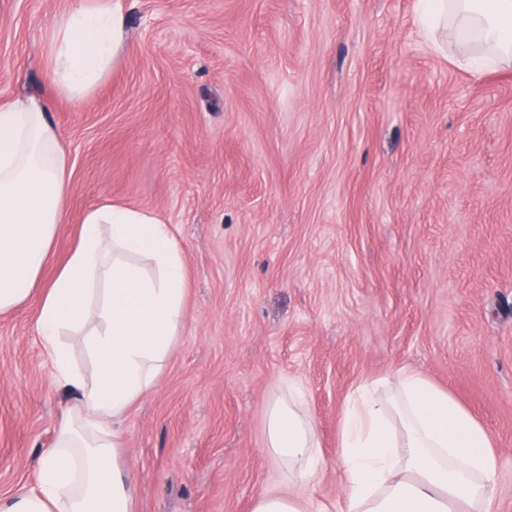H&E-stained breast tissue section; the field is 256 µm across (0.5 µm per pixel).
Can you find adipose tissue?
<instances>
[{
    "label": "adipose tissue",
    "instance_id": "obj_1",
    "mask_svg": "<svg viewBox=\"0 0 512 512\" xmlns=\"http://www.w3.org/2000/svg\"><path fill=\"white\" fill-rule=\"evenodd\" d=\"M419 21L464 46L472 71L512 68V0H419ZM126 38L112 0H81L51 28L45 72L80 100L109 75ZM70 190L68 155L48 109L30 97L0 105V314L41 291L36 331L53 377L72 398L38 488L0 496V512H133L136 478L118 450L120 424L156 383L185 316L187 259L172 225L144 208L104 203L83 215L49 285ZM87 332L86 377L61 338ZM301 386L266 413V448L296 486L312 487L321 453ZM346 496L340 512H494L498 457L486 427L423 375L402 370L357 386L339 429Z\"/></svg>",
    "mask_w": 512,
    "mask_h": 512
}]
</instances>
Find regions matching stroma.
I'll list each match as a JSON object with an SVG mask.
<instances>
[{
	"mask_svg": "<svg viewBox=\"0 0 512 512\" xmlns=\"http://www.w3.org/2000/svg\"><path fill=\"white\" fill-rule=\"evenodd\" d=\"M80 2L0 0V99H39L68 154L42 283L104 201L174 225L187 258L184 326L121 426L135 512H252L286 489L265 424L287 379L321 446L309 507L335 512L346 400L401 369L481 420L512 512V69L458 67L417 0H113L124 48L72 101L42 64ZM38 303L0 314L2 496L35 487L67 404Z\"/></svg>",
	"mask_w": 512,
	"mask_h": 512,
	"instance_id": "obj_1",
	"label": "stroma"
}]
</instances>
